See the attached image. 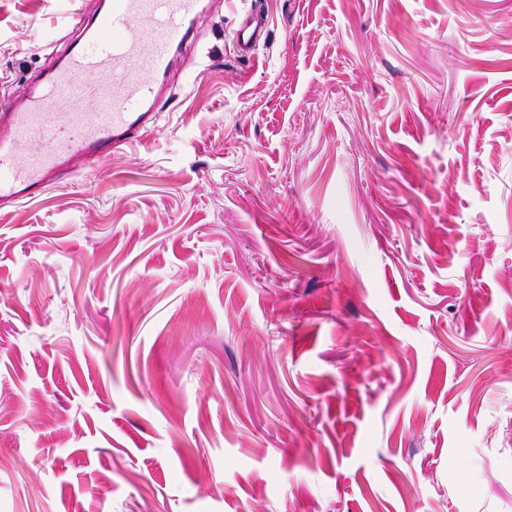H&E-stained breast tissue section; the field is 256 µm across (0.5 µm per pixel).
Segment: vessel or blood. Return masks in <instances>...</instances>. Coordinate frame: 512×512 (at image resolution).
I'll use <instances>...</instances> for the list:
<instances>
[{"mask_svg":"<svg viewBox=\"0 0 512 512\" xmlns=\"http://www.w3.org/2000/svg\"><path fill=\"white\" fill-rule=\"evenodd\" d=\"M203 11V0H109L74 20L63 62L40 86L0 98V206L140 140L179 54L199 38ZM267 25L262 10L245 12L233 31L237 58H256Z\"/></svg>","mask_w":512,"mask_h":512,"instance_id":"vessel-or-blood-1","label":"vessel or blood"}]
</instances>
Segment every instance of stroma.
Returning <instances> with one entry per match:
<instances>
[{
	"label": "stroma",
	"mask_w": 512,
	"mask_h": 512,
	"mask_svg": "<svg viewBox=\"0 0 512 512\" xmlns=\"http://www.w3.org/2000/svg\"><path fill=\"white\" fill-rule=\"evenodd\" d=\"M98 5L0 0V96ZM201 27L145 139L0 213V512H512V0ZM267 15L262 9L251 7L240 18L233 31V47L237 58L253 59L257 57L260 45L267 38Z\"/></svg>",
	"instance_id": "1"
}]
</instances>
